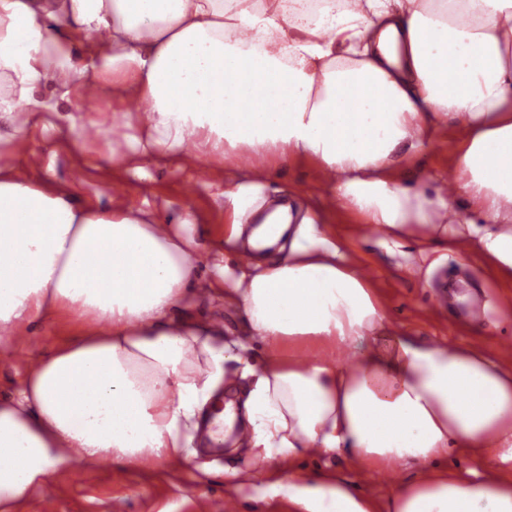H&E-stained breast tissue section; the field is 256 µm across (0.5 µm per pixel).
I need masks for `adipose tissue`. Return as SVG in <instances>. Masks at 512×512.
Instances as JSON below:
<instances>
[{
    "label": "adipose tissue",
    "instance_id": "adipose-tissue-1",
    "mask_svg": "<svg viewBox=\"0 0 512 512\" xmlns=\"http://www.w3.org/2000/svg\"><path fill=\"white\" fill-rule=\"evenodd\" d=\"M107 86L138 115L143 161L246 147L251 162L224 191L234 201L267 158L311 155L330 192L275 205L249 231L250 210L235 208L230 240L279 249L259 263L200 253L190 208L174 224L97 211L71 185L21 176L14 139ZM0 120L11 130L0 136V340L57 309L83 320L0 398V512L64 471L188 456L229 350L223 322L195 314L200 296L243 313L240 349H269L243 369L256 378L243 444L294 512H512V356L409 336L380 346L386 307L325 219L338 196L421 254L441 220H464L449 250L512 284V0H360L318 14L283 0H0ZM450 120L461 130L454 187L400 183L397 149L418 151ZM308 341L319 351L278 352ZM342 451L358 470L425 472L378 501L298 467ZM466 456L483 471L443 469Z\"/></svg>",
    "mask_w": 512,
    "mask_h": 512
}]
</instances>
